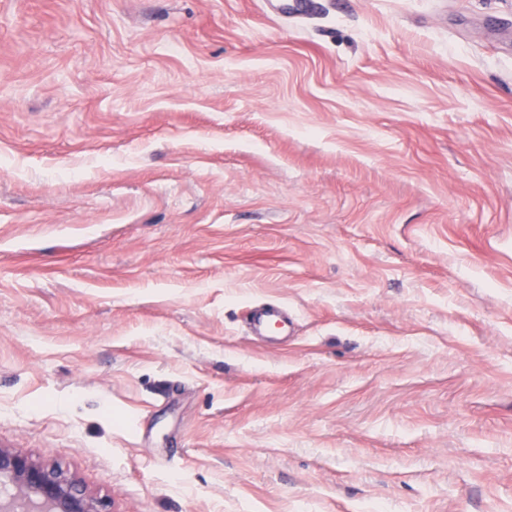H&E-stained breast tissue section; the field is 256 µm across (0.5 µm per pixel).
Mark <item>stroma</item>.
Returning a JSON list of instances; mask_svg holds the SVG:
<instances>
[{
  "label": "stroma",
  "mask_w": 512,
  "mask_h": 512,
  "mask_svg": "<svg viewBox=\"0 0 512 512\" xmlns=\"http://www.w3.org/2000/svg\"><path fill=\"white\" fill-rule=\"evenodd\" d=\"M317 3L0 0V446L102 512H512V0ZM250 334H263L271 331L272 327L283 329L288 325V313L278 306H268L258 313L252 309L247 316Z\"/></svg>",
  "instance_id": "1"
}]
</instances>
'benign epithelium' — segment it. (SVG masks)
<instances>
[{
    "label": "benign epithelium",
    "mask_w": 512,
    "mask_h": 512,
    "mask_svg": "<svg viewBox=\"0 0 512 512\" xmlns=\"http://www.w3.org/2000/svg\"><path fill=\"white\" fill-rule=\"evenodd\" d=\"M0 480L11 483L19 498L47 506L46 512H101L74 476L15 448H0Z\"/></svg>",
    "instance_id": "7a95c632"
}]
</instances>
